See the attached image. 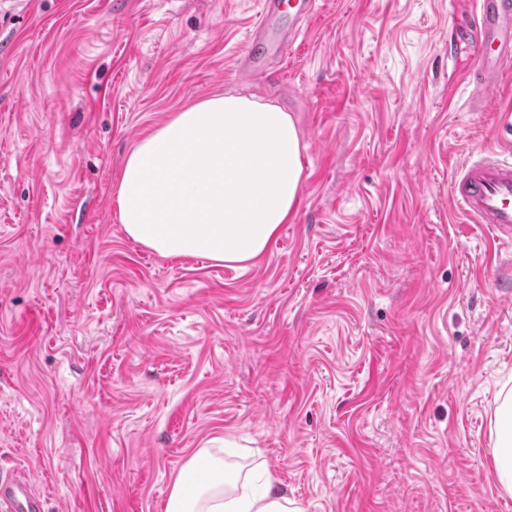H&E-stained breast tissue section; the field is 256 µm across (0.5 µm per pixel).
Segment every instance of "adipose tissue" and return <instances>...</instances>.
<instances>
[{
  "label": "adipose tissue",
  "mask_w": 512,
  "mask_h": 512,
  "mask_svg": "<svg viewBox=\"0 0 512 512\" xmlns=\"http://www.w3.org/2000/svg\"><path fill=\"white\" fill-rule=\"evenodd\" d=\"M301 139L278 105L214 95L176 112L127 154L118 216L135 242L168 257L235 267L262 255L288 223L302 187ZM494 474L512 494V388L496 398ZM166 512H303L273 475H251L199 449L174 482Z\"/></svg>",
  "instance_id": "1"
}]
</instances>
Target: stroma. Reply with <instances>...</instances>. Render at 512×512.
Returning <instances> with one entry per match:
<instances>
[{
  "instance_id": "obj_1",
  "label": "stroma",
  "mask_w": 512,
  "mask_h": 512,
  "mask_svg": "<svg viewBox=\"0 0 512 512\" xmlns=\"http://www.w3.org/2000/svg\"><path fill=\"white\" fill-rule=\"evenodd\" d=\"M260 0H0V466L46 512H164L213 440L304 512H512V244L451 202L512 152V69L469 105L470 0H318L260 77ZM235 92L301 134L288 224L239 268L131 240L130 148ZM497 439L493 448L494 474L499 487L512 494V388L504 384L496 398Z\"/></svg>"
}]
</instances>
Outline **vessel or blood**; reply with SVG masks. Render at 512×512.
Masks as SVG:
<instances>
[{
  "label": "vessel or blood",
  "mask_w": 512,
  "mask_h": 512,
  "mask_svg": "<svg viewBox=\"0 0 512 512\" xmlns=\"http://www.w3.org/2000/svg\"><path fill=\"white\" fill-rule=\"evenodd\" d=\"M258 21L249 30L239 55L247 72H264L266 62L280 57L301 23L313 13L316 0H260ZM478 46L468 82L470 99L485 108L500 88L505 70L512 66V0H473ZM291 14L288 28L279 22ZM451 199L475 223L492 225L499 240L512 241V160L485 152L459 168ZM0 512H44L43 497L30 477L20 470H0Z\"/></svg>",
  "instance_id": "1"
}]
</instances>
